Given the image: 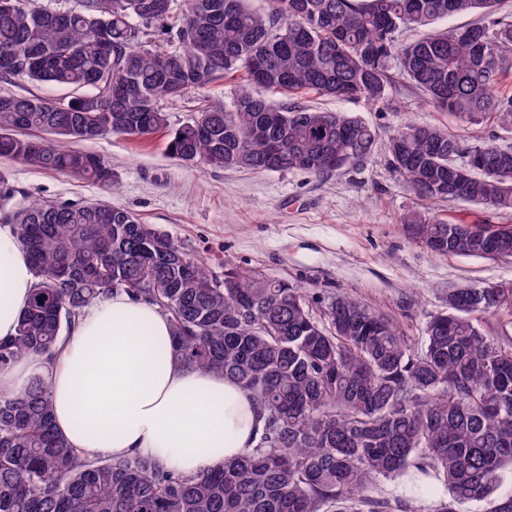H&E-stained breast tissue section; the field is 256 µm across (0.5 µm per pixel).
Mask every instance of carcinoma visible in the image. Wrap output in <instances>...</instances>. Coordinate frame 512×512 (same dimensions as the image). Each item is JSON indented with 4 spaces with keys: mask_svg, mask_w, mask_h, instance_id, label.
<instances>
[{
    "mask_svg": "<svg viewBox=\"0 0 512 512\" xmlns=\"http://www.w3.org/2000/svg\"><path fill=\"white\" fill-rule=\"evenodd\" d=\"M196 0L171 39L141 44L168 25L172 0H81L46 9L36 0L0 8V50L22 57L0 76L71 91L69 99L0 93V156L116 185L112 164L60 144L99 135L142 136L167 125L164 102L240 72L229 105L204 106L177 128L170 154L212 168L299 170L316 177L371 160L377 132L352 113L307 108L254 92H314L386 103L387 61L436 108L512 123V96L495 87L512 68V21L501 0ZM478 13L476 22L398 45L395 34ZM468 157L459 166L455 157ZM392 166L423 199L512 211V150L464 146L435 125L389 141ZM9 219L35 283L14 336L0 340V372L20 358L52 359L84 309L115 292L170 319L180 366L222 374L264 417L257 444L237 460L185 475L138 455L91 457L52 425L46 377L0 393V512H383L380 479L414 475L433 512H512V346L475 316L512 312V296L462 290L427 322L419 345L395 321L348 295L331 298L327 323L303 289L234 270L218 281L167 234L150 250L139 219L109 203L33 200ZM402 223L446 256L512 258V228L448 222L414 211ZM222 287H217V283Z\"/></svg>",
    "mask_w": 512,
    "mask_h": 512,
    "instance_id": "1",
    "label": "carcinoma"
}]
</instances>
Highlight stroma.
Returning <instances> with one entry per match:
<instances>
[{
  "label": "stroma",
  "mask_w": 512,
  "mask_h": 512,
  "mask_svg": "<svg viewBox=\"0 0 512 512\" xmlns=\"http://www.w3.org/2000/svg\"><path fill=\"white\" fill-rule=\"evenodd\" d=\"M393 81L386 105L313 93L299 104L352 112L374 127L380 142L407 124L448 128L467 144L512 147V128L485 116L462 118L426 101L390 58ZM234 77L167 103L166 129L142 137L103 136L82 149L111 161L116 190L0 157V173L15 187L6 208L28 200L105 201L168 234L204 260L209 272L226 269L285 280L304 288L315 316L331 297L347 294L392 317L413 338L445 310L448 290L467 284L512 285V259L443 256L410 238L401 219L428 209L438 218L470 224L512 225V212L493 213L454 200L421 201L389 164L385 150L372 162L317 178L302 171L214 169L172 158L168 132L190 121L201 105L224 107Z\"/></svg>",
  "instance_id": "1"
}]
</instances>
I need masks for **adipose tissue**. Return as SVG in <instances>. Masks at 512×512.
Instances as JSON below:
<instances>
[{"label": "adipose tissue", "mask_w": 512, "mask_h": 512, "mask_svg": "<svg viewBox=\"0 0 512 512\" xmlns=\"http://www.w3.org/2000/svg\"><path fill=\"white\" fill-rule=\"evenodd\" d=\"M34 274L28 256L0 225V340L14 336ZM47 376L53 423L93 455L155 458L193 474L253 447L264 419L224 376L176 364L172 328L157 308L116 293L86 309L52 362L29 356L0 373V392Z\"/></svg>", "instance_id": "ef3b65f1"}]
</instances>
